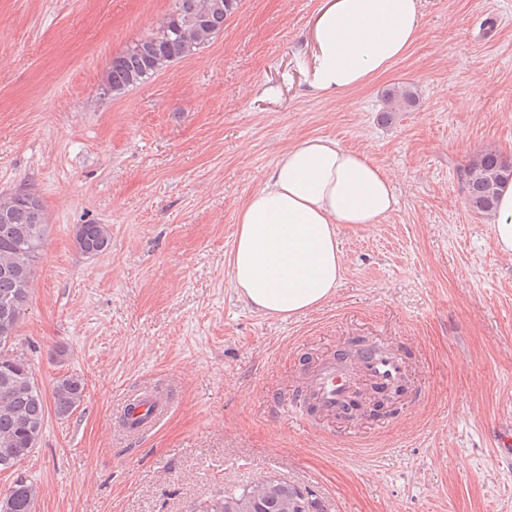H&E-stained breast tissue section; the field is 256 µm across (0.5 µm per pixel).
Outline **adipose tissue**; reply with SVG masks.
<instances>
[{
    "instance_id": "obj_1",
    "label": "adipose tissue",
    "mask_w": 512,
    "mask_h": 512,
    "mask_svg": "<svg viewBox=\"0 0 512 512\" xmlns=\"http://www.w3.org/2000/svg\"><path fill=\"white\" fill-rule=\"evenodd\" d=\"M424 26L420 0H332L314 23L312 87L334 95L389 70ZM396 205L385 173L328 138L288 147L240 209L230 275L240 296L279 317L326 302L343 272L340 224H376Z\"/></svg>"
}]
</instances>
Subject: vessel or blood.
Segmentation results:
<instances>
[{
    "mask_svg": "<svg viewBox=\"0 0 512 512\" xmlns=\"http://www.w3.org/2000/svg\"><path fill=\"white\" fill-rule=\"evenodd\" d=\"M409 379V366L405 356L390 347H363L349 364L334 361L315 367L304 386L305 398L315 413L336 417L350 403L358 381L390 389L403 385ZM167 399L143 393L131 395L121 415L126 429L132 434L152 431L167 416Z\"/></svg>",
    "mask_w": 512,
    "mask_h": 512,
    "instance_id": "obj_1",
    "label": "vessel or blood"
}]
</instances>
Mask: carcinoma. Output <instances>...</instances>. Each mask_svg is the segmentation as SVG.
Segmentation results:
<instances>
[{
    "mask_svg": "<svg viewBox=\"0 0 512 512\" xmlns=\"http://www.w3.org/2000/svg\"><path fill=\"white\" fill-rule=\"evenodd\" d=\"M238 0H175L174 10L157 27L163 35L137 48L132 45L112 57L106 71L107 89L119 95L157 74L168 64L183 59L224 29V21ZM416 102L412 88L395 86L386 93V115L403 112ZM465 205L488 215L496 208L500 189L512 181V155L486 149L458 170ZM10 214L0 222V471L12 469L36 448L53 405L56 416L66 418L85 397V383L78 374L59 377L51 398L35 382L25 356L15 350L16 331L28 300L34 271L46 237L42 204H29L18 193L0 196V209ZM75 240L84 254L106 251L111 242L105 224H79ZM11 486L16 492L0 512H35L37 488L19 474ZM299 488L284 480L264 481L241 490L225 489L207 500L205 512H283L285 497Z\"/></svg>",
    "mask_w": 512,
    "mask_h": 512,
    "instance_id": "carcinoma-1",
    "label": "carcinoma"
}]
</instances>
